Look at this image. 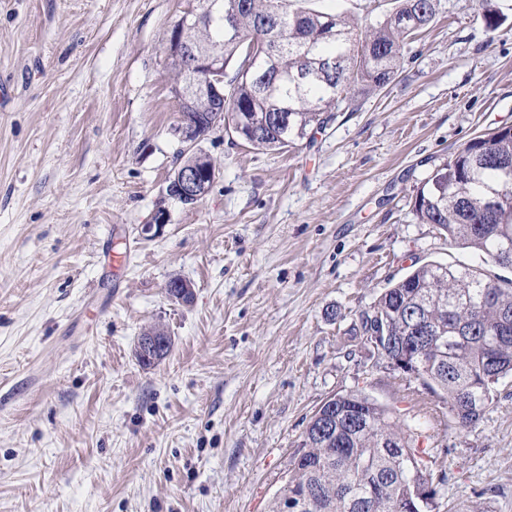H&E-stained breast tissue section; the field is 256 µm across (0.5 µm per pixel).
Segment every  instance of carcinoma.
I'll list each match as a JSON object with an SVG mask.
<instances>
[{"label": "carcinoma", "mask_w": 512, "mask_h": 512, "mask_svg": "<svg viewBox=\"0 0 512 512\" xmlns=\"http://www.w3.org/2000/svg\"><path fill=\"white\" fill-rule=\"evenodd\" d=\"M219 0L209 24L195 38L224 66V101L202 98L181 111L194 132L222 122L251 146L280 150L314 129L321 130L342 103L380 91L399 72L405 47L436 18V0H394L384 19L362 26L350 16L322 12L311 0H249L238 20V42L224 32ZM487 27L504 15L479 0ZM278 17L288 49L252 64L249 47L271 38L262 21ZM273 114L283 115L279 125ZM417 218L448 240L508 265L499 252L512 241V126L472 138L421 181L413 204ZM382 316L391 336H405L422 321L436 328L434 349L416 357L413 378L441 391L448 414L463 427L477 424L493 401L496 385L512 377V279H493L466 267L426 262L391 282L374 305L360 312L355 334L372 335ZM332 430L316 435L310 419L301 448L276 492L271 512L284 500L306 496L303 512H422L433 504L437 485L418 456L409 427L360 391L337 393Z\"/></svg>", "instance_id": "cac0c4a2"}]
</instances>
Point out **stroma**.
Wrapping results in <instances>:
<instances>
[{"label": "stroma", "instance_id": "obj_1", "mask_svg": "<svg viewBox=\"0 0 512 512\" xmlns=\"http://www.w3.org/2000/svg\"><path fill=\"white\" fill-rule=\"evenodd\" d=\"M493 3L494 31L439 0L397 79L313 138L263 151L214 126L216 179L185 205L165 47L201 0H0V512H269L350 390L416 426L432 512H512V379L463 429L352 333L413 264L512 279L413 211L435 165L512 125V0ZM314 6L373 24L392 0ZM154 326L172 348L145 367Z\"/></svg>", "mask_w": 512, "mask_h": 512}]
</instances>
